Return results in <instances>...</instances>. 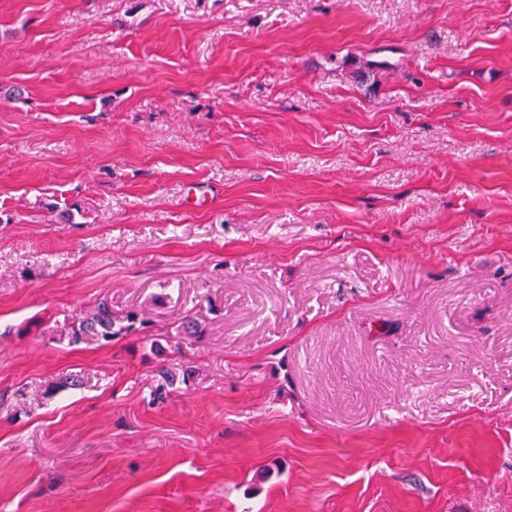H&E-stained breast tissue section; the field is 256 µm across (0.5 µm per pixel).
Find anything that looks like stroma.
<instances>
[{
	"mask_svg": "<svg viewBox=\"0 0 512 512\" xmlns=\"http://www.w3.org/2000/svg\"><path fill=\"white\" fill-rule=\"evenodd\" d=\"M0 512H512V0H0ZM145 325L146 322L136 313L127 314L122 318L115 317L108 301L101 299L95 310L74 326L72 336L75 342L81 336H101L104 339H111L141 332Z\"/></svg>",
	"mask_w": 512,
	"mask_h": 512,
	"instance_id": "stroma-1",
	"label": "stroma"
}]
</instances>
